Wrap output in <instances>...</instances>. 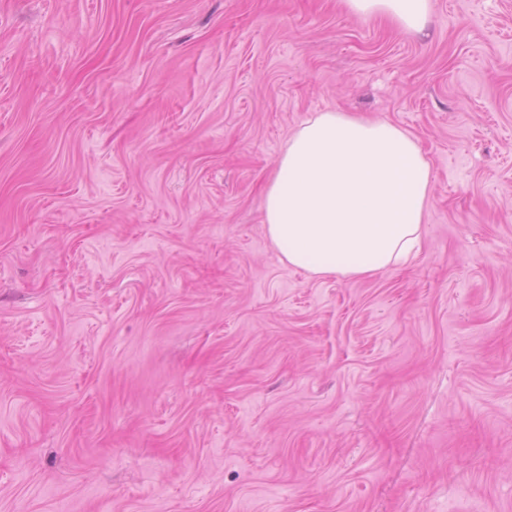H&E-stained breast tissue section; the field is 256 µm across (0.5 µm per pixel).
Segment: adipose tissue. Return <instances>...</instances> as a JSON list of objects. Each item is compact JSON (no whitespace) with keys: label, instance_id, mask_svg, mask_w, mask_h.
<instances>
[{"label":"adipose tissue","instance_id":"ef3b65f1","mask_svg":"<svg viewBox=\"0 0 512 512\" xmlns=\"http://www.w3.org/2000/svg\"><path fill=\"white\" fill-rule=\"evenodd\" d=\"M358 17L423 30L430 0H345ZM429 164L392 123L345 112L305 120L281 151L262 198L279 260L312 277L363 278L405 266L425 232Z\"/></svg>","mask_w":512,"mask_h":512}]
</instances>
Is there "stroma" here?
<instances>
[{"instance_id": "obj_1", "label": "stroma", "mask_w": 512, "mask_h": 512, "mask_svg": "<svg viewBox=\"0 0 512 512\" xmlns=\"http://www.w3.org/2000/svg\"><path fill=\"white\" fill-rule=\"evenodd\" d=\"M328 110L430 164L404 267L266 237ZM0 512H512V0H0ZM358 17L386 15L406 30L421 31L430 15V0H344Z\"/></svg>"}]
</instances>
